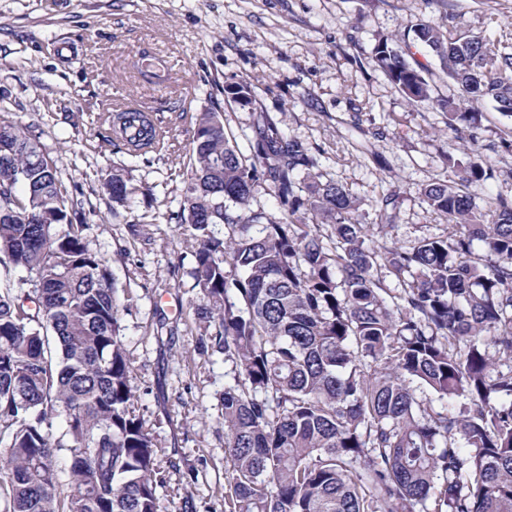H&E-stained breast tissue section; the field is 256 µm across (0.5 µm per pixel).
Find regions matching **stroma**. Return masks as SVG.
I'll return each instance as SVG.
<instances>
[{"mask_svg": "<svg viewBox=\"0 0 512 512\" xmlns=\"http://www.w3.org/2000/svg\"><path fill=\"white\" fill-rule=\"evenodd\" d=\"M420 18L512 51V0H0V114L38 136L59 179L81 193L90 245L116 288L136 413L165 479L158 512L186 501L225 512L220 398L231 366L197 350L203 299L175 219L196 113H220L244 152L267 116L356 196L365 223L377 224V203L390 196L395 240L445 234L421 189L448 176L438 102L457 88L420 46L431 99L419 105L371 62L380 40ZM234 82L251 86L254 107L225 96ZM128 101L167 126L160 146L139 157L115 145V115ZM477 110L474 133L496 158L475 191L486 209L512 196V152L500 146L512 120L488 101ZM116 169L137 189L123 202L105 187Z\"/></svg>", "mask_w": 512, "mask_h": 512, "instance_id": "35a3bbf8", "label": "stroma"}]
</instances>
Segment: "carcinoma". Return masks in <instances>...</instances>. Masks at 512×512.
I'll list each match as a JSON object with an SVG mask.
<instances>
[{
  "label": "carcinoma",
  "instance_id": "carcinoma-1",
  "mask_svg": "<svg viewBox=\"0 0 512 512\" xmlns=\"http://www.w3.org/2000/svg\"><path fill=\"white\" fill-rule=\"evenodd\" d=\"M410 31L458 88L439 101L448 179L421 189L448 218L446 236L380 243L357 199L272 122L257 125L246 156L218 113L196 115L177 218L208 322L199 351L224 355L235 373L221 401L226 512H512V197L479 209L472 189L493 159L474 136L460 157L451 144L478 122L467 102L491 100L512 118V54L431 20ZM412 47L383 40L372 63L422 103L431 88ZM224 92L253 104L244 82ZM118 121L132 156L163 138L136 109ZM263 183L277 215L251 207ZM106 189L119 201L132 193L118 170ZM392 204L380 206L385 237ZM88 229L39 141L0 121V256L28 274L0 291V512H157L164 478Z\"/></svg>",
  "mask_w": 512,
  "mask_h": 512
}]
</instances>
